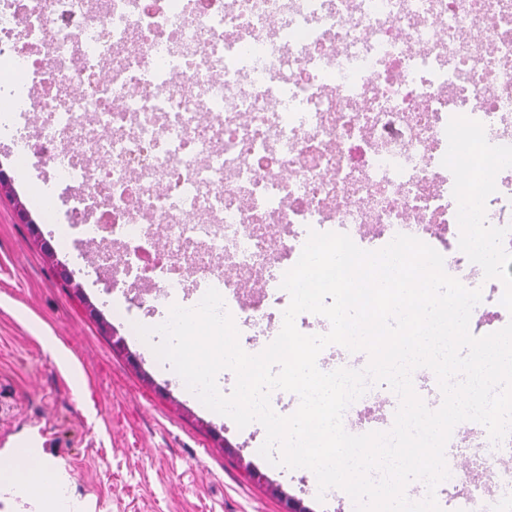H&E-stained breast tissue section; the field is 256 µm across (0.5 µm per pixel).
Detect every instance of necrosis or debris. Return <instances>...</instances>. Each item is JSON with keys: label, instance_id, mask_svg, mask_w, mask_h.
I'll return each mask as SVG.
<instances>
[{"label": "necrosis or debris", "instance_id": "obj_1", "mask_svg": "<svg viewBox=\"0 0 512 512\" xmlns=\"http://www.w3.org/2000/svg\"><path fill=\"white\" fill-rule=\"evenodd\" d=\"M0 59L23 76L0 127L39 99L114 285L168 306L215 288L248 332L303 231L405 234L481 290L472 335L512 321V0H14ZM453 444L487 471L512 452L474 421Z\"/></svg>", "mask_w": 512, "mask_h": 512}]
</instances>
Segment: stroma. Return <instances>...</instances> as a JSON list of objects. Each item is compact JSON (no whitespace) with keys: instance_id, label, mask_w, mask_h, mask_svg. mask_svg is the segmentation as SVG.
<instances>
[{"instance_id":"1","label":"stroma","mask_w":512,"mask_h":512,"mask_svg":"<svg viewBox=\"0 0 512 512\" xmlns=\"http://www.w3.org/2000/svg\"><path fill=\"white\" fill-rule=\"evenodd\" d=\"M16 123L26 149L0 139V461L27 445L66 485L59 512H287L291 499L355 512L342 490L319 491L312 471L265 460L260 423L238 428L172 378L135 330L153 318L144 289L113 287L93 268L90 244L68 227L70 196L57 190L35 112ZM39 191L55 198L50 218L33 202ZM469 454L454 449L453 484L512 496V456L489 474L469 471Z\"/></svg>"}]
</instances>
